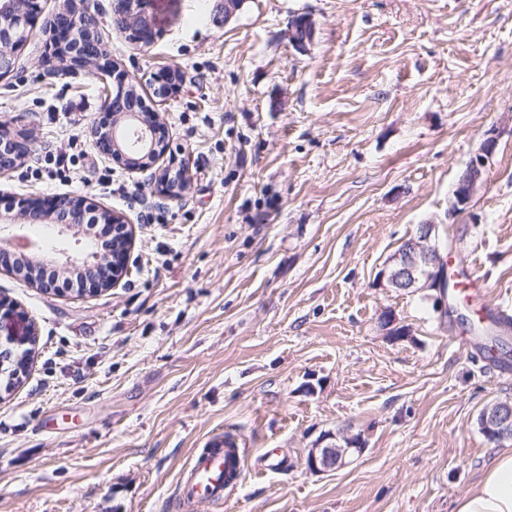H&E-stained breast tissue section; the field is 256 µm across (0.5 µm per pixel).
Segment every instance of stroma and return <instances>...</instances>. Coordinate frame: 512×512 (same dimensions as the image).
Here are the masks:
<instances>
[{"label":"stroma","mask_w":512,"mask_h":512,"mask_svg":"<svg viewBox=\"0 0 512 512\" xmlns=\"http://www.w3.org/2000/svg\"><path fill=\"white\" fill-rule=\"evenodd\" d=\"M0 126L22 165L0 177V214L76 251L30 201L86 199L133 234L111 288L48 292L0 267V298L37 339L18 383L0 382V512H179L190 458L217 434L244 452L223 508L197 512H453L488 458L477 418L512 401V376L475 340L458 344L422 292L376 275L435 221L512 312V0H146L154 38L112 25L115 0H39ZM84 8L155 113L166 150L147 171L91 150L60 171L46 150L87 140L108 109L97 67L45 51L56 16ZM315 22L306 51L288 24ZM162 71L180 76L154 96ZM497 148L470 208L457 179L488 130ZM185 169V189L161 183ZM392 312L410 330L390 340ZM350 428L367 448L311 474L320 436Z\"/></svg>","instance_id":"35a3bbf8"}]
</instances>
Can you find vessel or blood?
Instances as JSON below:
<instances>
[{"mask_svg": "<svg viewBox=\"0 0 512 512\" xmlns=\"http://www.w3.org/2000/svg\"><path fill=\"white\" fill-rule=\"evenodd\" d=\"M236 441L218 437L194 455L184 467L177 496L181 512H194L199 501L220 505L224 502V472L231 453L237 452Z\"/></svg>", "mask_w": 512, "mask_h": 512, "instance_id": "b4317fda", "label": "vessel or blood"}]
</instances>
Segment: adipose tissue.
<instances>
[{
    "mask_svg": "<svg viewBox=\"0 0 512 512\" xmlns=\"http://www.w3.org/2000/svg\"><path fill=\"white\" fill-rule=\"evenodd\" d=\"M454 512H512V452L492 457L482 478L457 500Z\"/></svg>",
    "mask_w": 512,
    "mask_h": 512,
    "instance_id": "adipose-tissue-1",
    "label": "adipose tissue"
}]
</instances>
